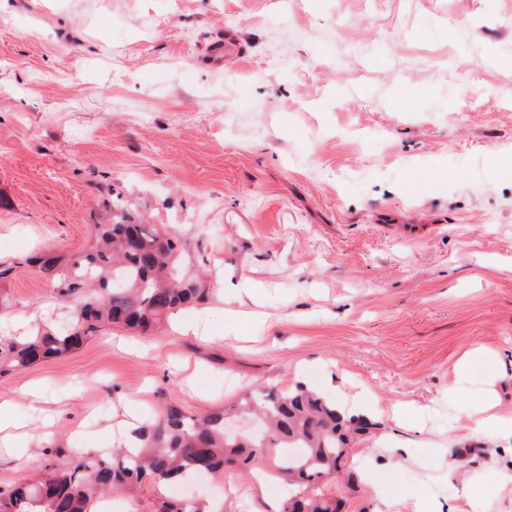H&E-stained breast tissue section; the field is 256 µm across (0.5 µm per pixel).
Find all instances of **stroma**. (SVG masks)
<instances>
[{"mask_svg": "<svg viewBox=\"0 0 512 512\" xmlns=\"http://www.w3.org/2000/svg\"><path fill=\"white\" fill-rule=\"evenodd\" d=\"M507 59L512 0H0V261L19 264L0 336L67 321L24 260L85 248L107 184L177 231L210 290L181 312L193 331L106 332L0 377L29 453L0 443V487L168 406L301 384L372 404L352 486L323 487L342 512H378L371 479L392 481L393 512H467L474 485L478 512H512V437L474 435L448 400L512 415V168L492 163L512 154ZM381 437L409 458L367 454ZM289 493L228 470L104 512L187 496L261 512Z\"/></svg>", "mask_w": 512, "mask_h": 512, "instance_id": "35a3bbf8", "label": "stroma"}]
</instances>
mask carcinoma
<instances>
[{
    "label": "carcinoma",
    "instance_id": "cac0c4a2",
    "mask_svg": "<svg viewBox=\"0 0 512 512\" xmlns=\"http://www.w3.org/2000/svg\"><path fill=\"white\" fill-rule=\"evenodd\" d=\"M106 218L92 225L86 248L71 257L44 253L27 259L71 302L66 329L47 324L25 336H0V376L36 362L65 356L106 330L147 333L171 312L203 302L202 277L189 273L181 238L164 225L146 224L121 202H104ZM264 421L260 436H226L230 417ZM362 419L346 420L336 404L298 385L248 394L237 405L187 415L169 407L136 432L135 448L74 453L60 467L49 461L32 481L0 489V512H90L92 502L114 492L130 493L143 482L167 484L226 468L249 470L266 462L300 492L282 512H339L336 496L307 489L336 480L351 433ZM155 512H205L195 502L158 503Z\"/></svg>",
    "mask_w": 512,
    "mask_h": 512
}]
</instances>
